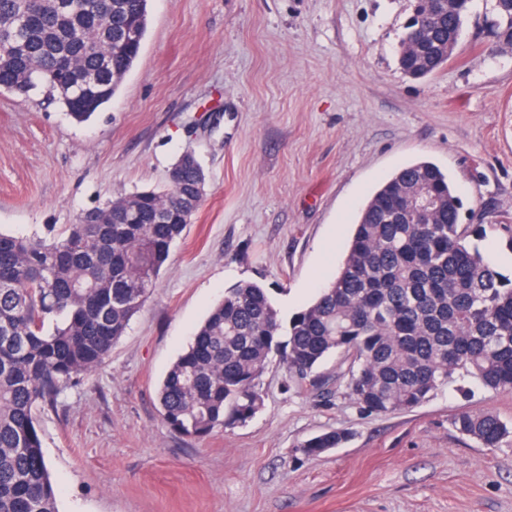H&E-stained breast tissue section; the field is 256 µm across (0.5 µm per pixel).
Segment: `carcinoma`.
<instances>
[{"mask_svg":"<svg viewBox=\"0 0 512 512\" xmlns=\"http://www.w3.org/2000/svg\"><path fill=\"white\" fill-rule=\"evenodd\" d=\"M472 0H453L439 21L415 20L402 38L421 46L398 58L425 78L457 46ZM512 45V0H495ZM148 27V0H0V90L39 87L76 122L116 95ZM199 163L174 164L165 191L92 209L61 232L0 229V512H57L38 412L55 410L63 389L103 365L146 302L171 247L203 198ZM438 204L424 212L408 195ZM459 197L429 161L409 164L371 195L354 224L336 278L285 317L269 289L245 282L196 329L158 385L164 423L200 439L242 427L264 406L261 378L271 356L301 387L329 355L349 360V389L375 414L416 408L441 389L473 379L512 391V276L484 255L486 225L462 224ZM452 425L494 448L512 431L490 413ZM336 431L309 438L310 459L338 448Z\"/></svg>","mask_w":512,"mask_h":512,"instance_id":"cac0c4a2","label":"carcinoma"}]
</instances>
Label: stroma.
<instances>
[{
	"label": "stroma",
	"instance_id": "1",
	"mask_svg": "<svg viewBox=\"0 0 512 512\" xmlns=\"http://www.w3.org/2000/svg\"><path fill=\"white\" fill-rule=\"evenodd\" d=\"M495 0H474L452 58L401 73L410 0H149L141 53L111 103L71 121L43 90L0 93V228L42 232L165 187L195 155L205 193L109 360L40 416L58 512H512V436L482 447L451 426L512 392L465 381L388 415L363 411L347 362L315 387L279 357L246 426L194 440L162 420L157 385L242 282L283 315L336 275L374 189L420 159L446 171L465 224H512V51ZM349 440L314 459L297 444Z\"/></svg>",
	"mask_w": 512,
	"mask_h": 512
}]
</instances>
